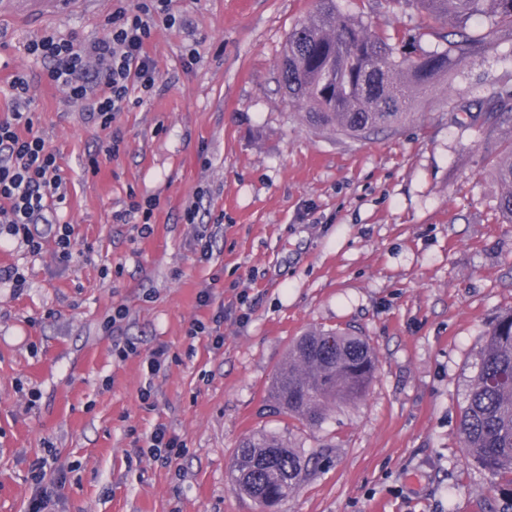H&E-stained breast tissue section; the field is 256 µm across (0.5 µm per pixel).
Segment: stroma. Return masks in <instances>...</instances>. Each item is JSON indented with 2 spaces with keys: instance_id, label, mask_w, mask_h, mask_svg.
<instances>
[{
  "instance_id": "obj_1",
  "label": "stroma",
  "mask_w": 512,
  "mask_h": 512,
  "mask_svg": "<svg viewBox=\"0 0 512 512\" xmlns=\"http://www.w3.org/2000/svg\"><path fill=\"white\" fill-rule=\"evenodd\" d=\"M336 3L398 32L400 55L446 47L445 26L414 6ZM120 5L0 15V115L10 75H30L67 181L55 219L76 230L66 265L51 255L49 225L38 227L41 253L0 242V266L26 279L19 290L0 283V512H25L41 448L56 449L66 476L51 512H259L233 492L230 471L257 431L319 459L279 512H500L499 481L467 462L460 420L484 333L512 308V223L482 161L512 142V124L488 140L457 118L512 89V35L450 69L397 129L355 140L312 129L278 81L288 33L314 0H172L182 24L156 28V87L132 93L112 124L119 151L93 174L102 131L41 80L24 45L104 38ZM199 191L198 221L186 223ZM147 197L159 206L146 233L127 209ZM118 307L127 315L113 329ZM219 312L215 350L189 330ZM315 327L366 338L376 374L364 400L306 427L266 398L289 346ZM130 343L136 353L119 358ZM161 348L166 360L149 373ZM160 425L186 448L176 461L138 453Z\"/></svg>"
}]
</instances>
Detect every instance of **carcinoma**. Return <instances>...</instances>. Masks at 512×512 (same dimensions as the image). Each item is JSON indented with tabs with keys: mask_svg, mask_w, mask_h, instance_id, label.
Instances as JSON below:
<instances>
[{
	"mask_svg": "<svg viewBox=\"0 0 512 512\" xmlns=\"http://www.w3.org/2000/svg\"><path fill=\"white\" fill-rule=\"evenodd\" d=\"M433 24L448 27V48L400 57L386 30L337 11L336 0H316L315 10L288 34L280 63V83L289 98L308 107L313 128L351 138L394 130L406 119L413 93L427 91L453 66L475 51L496 50L493 36L512 30V0H407ZM487 26L476 39L470 29ZM512 93L499 98V111L481 124L492 136L512 123ZM506 187L497 210L512 220V143L492 159ZM462 409L460 437L466 458L512 487V310L496 317L485 332ZM375 363L368 341L340 328L321 329L298 339L268 391L270 407L306 425L325 417L331 405L363 398ZM316 465L278 436L250 435L232 465L234 490L265 508L278 505Z\"/></svg>",
	"mask_w": 512,
	"mask_h": 512,
	"instance_id": "1",
	"label": "carcinoma"
}]
</instances>
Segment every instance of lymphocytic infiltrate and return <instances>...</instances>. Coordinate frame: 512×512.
Returning a JSON list of instances; mask_svg holds the SVG:
<instances>
[{
	"mask_svg": "<svg viewBox=\"0 0 512 512\" xmlns=\"http://www.w3.org/2000/svg\"><path fill=\"white\" fill-rule=\"evenodd\" d=\"M176 27L180 18L171 0H132L112 15L109 34L91 43L45 36L30 41L26 52L43 63V78L70 99L84 102L91 122L109 129L135 91H150L159 73L148 47L157 20ZM11 104L0 118V235L19 237L32 252L43 243L31 227L47 221L48 212L64 207L66 192L59 156L36 128L29 80L16 74L9 83ZM55 449L30 464L34 492L26 512H47L65 483L63 473L48 469Z\"/></svg>",
	"mask_w": 512,
	"mask_h": 512,
	"instance_id": "1",
	"label": "lymphocytic infiltrate"
}]
</instances>
